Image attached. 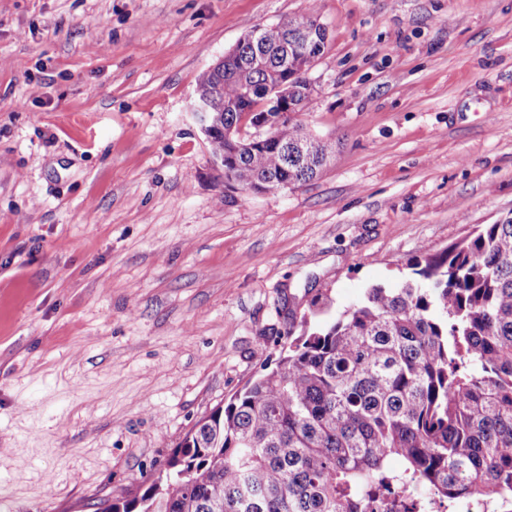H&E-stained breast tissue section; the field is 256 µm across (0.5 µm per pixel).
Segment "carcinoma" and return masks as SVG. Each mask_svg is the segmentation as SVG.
I'll return each mask as SVG.
<instances>
[{
	"label": "carcinoma",
	"mask_w": 512,
	"mask_h": 512,
	"mask_svg": "<svg viewBox=\"0 0 512 512\" xmlns=\"http://www.w3.org/2000/svg\"><path fill=\"white\" fill-rule=\"evenodd\" d=\"M315 2L255 26L198 78L229 188L303 184L334 153L299 119L327 41ZM302 24L312 50L289 55ZM285 66L288 117L267 104ZM407 268L401 287L373 285L278 336L273 367L96 512H455L474 498L512 512V218L440 253L423 246Z\"/></svg>",
	"instance_id": "obj_1"
}]
</instances>
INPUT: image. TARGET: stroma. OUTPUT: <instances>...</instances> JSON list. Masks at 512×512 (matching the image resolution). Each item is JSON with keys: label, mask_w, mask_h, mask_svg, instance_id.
I'll use <instances>...</instances> for the list:
<instances>
[{"label": "stroma", "mask_w": 512, "mask_h": 512, "mask_svg": "<svg viewBox=\"0 0 512 512\" xmlns=\"http://www.w3.org/2000/svg\"><path fill=\"white\" fill-rule=\"evenodd\" d=\"M328 31L313 180L228 189L189 111L254 26ZM512 218V0H0V512H94L311 299Z\"/></svg>", "instance_id": "1"}]
</instances>
